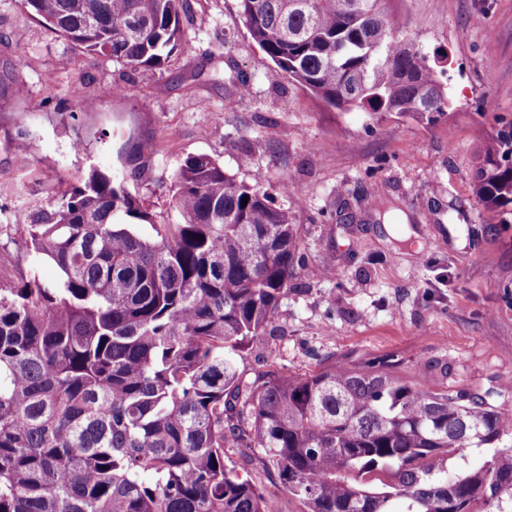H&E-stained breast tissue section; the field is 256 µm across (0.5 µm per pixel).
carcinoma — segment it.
Masks as SVG:
<instances>
[{
  "mask_svg": "<svg viewBox=\"0 0 512 512\" xmlns=\"http://www.w3.org/2000/svg\"><path fill=\"white\" fill-rule=\"evenodd\" d=\"M253 41L328 107L437 122L438 62L409 41L388 0H238ZM58 36L158 68L188 38L184 0H21ZM94 169L21 217L33 266L0 286V512H274L275 497L224 462L258 448L307 512H466L512 503V448L448 468L512 436L477 396L430 388L387 363L333 364L252 382L236 355L266 333L300 265L297 227L261 174L207 154L173 174L156 220L127 180ZM473 192L512 204V122L486 149ZM248 203L242 204V198ZM133 218L148 226L142 235ZM512 445L510 436H504L497 444L499 448H467L464 449L457 456L448 460V467L460 468L467 466H474L483 463L485 460L490 459L498 450L508 449ZM460 455H463L461 457Z\"/></svg>",
  "mask_w": 512,
  "mask_h": 512,
  "instance_id": "cac0c4a2",
  "label": "carcinoma"
}]
</instances>
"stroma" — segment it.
<instances>
[{
    "instance_id": "35a3bbf8",
    "label": "stroma",
    "mask_w": 512,
    "mask_h": 512,
    "mask_svg": "<svg viewBox=\"0 0 512 512\" xmlns=\"http://www.w3.org/2000/svg\"><path fill=\"white\" fill-rule=\"evenodd\" d=\"M393 7L417 48L448 52V112L436 123L329 108L251 39L238 0H188L193 53L135 71L0 0V284L20 279L18 215L49 207L91 169H118L122 142L154 145L127 188L156 214L186 157L207 154L240 180L257 170L269 186L292 181L299 252L322 272L297 271L271 335L237 359L248 379L391 360L410 380L512 412V211L490 216L472 191L484 143L512 121V0ZM81 97L96 107L74 111ZM224 460L279 512H305L258 449L229 448Z\"/></svg>"
}]
</instances>
